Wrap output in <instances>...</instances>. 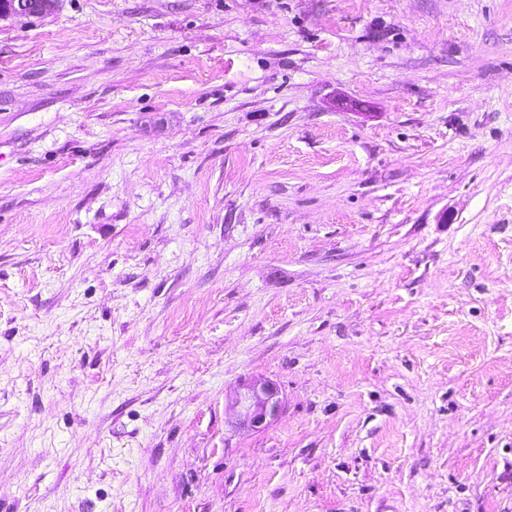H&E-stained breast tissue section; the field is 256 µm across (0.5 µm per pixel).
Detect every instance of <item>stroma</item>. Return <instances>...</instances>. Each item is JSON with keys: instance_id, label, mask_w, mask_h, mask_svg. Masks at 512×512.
Wrapping results in <instances>:
<instances>
[{"instance_id": "obj_1", "label": "stroma", "mask_w": 512, "mask_h": 512, "mask_svg": "<svg viewBox=\"0 0 512 512\" xmlns=\"http://www.w3.org/2000/svg\"><path fill=\"white\" fill-rule=\"evenodd\" d=\"M0 512H512V0L0 22ZM239 427H258L274 419L282 408L277 388L269 382H255L228 396Z\"/></svg>"}]
</instances>
